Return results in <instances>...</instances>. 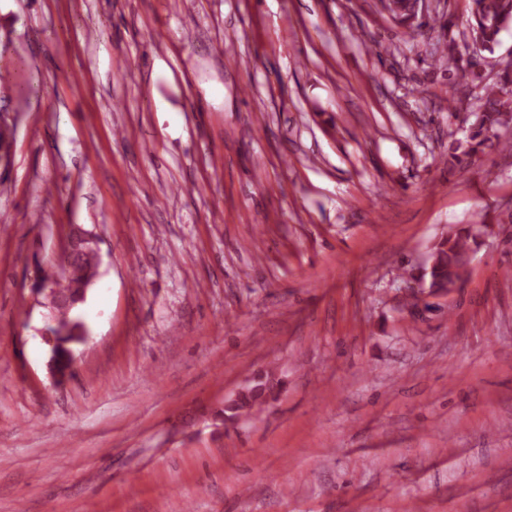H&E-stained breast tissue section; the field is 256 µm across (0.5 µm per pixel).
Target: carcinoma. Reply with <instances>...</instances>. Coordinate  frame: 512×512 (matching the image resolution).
<instances>
[{
  "mask_svg": "<svg viewBox=\"0 0 512 512\" xmlns=\"http://www.w3.org/2000/svg\"><path fill=\"white\" fill-rule=\"evenodd\" d=\"M384 8L401 24L409 29L410 37L419 34L423 23H416L405 12V0H383ZM470 25L459 34L442 43L435 50L442 58H448V78L459 77L455 92L448 98L450 116L459 117V112L479 111L476 128L465 139H455L450 145L451 158L460 163L482 146H496L501 151L512 153V140L499 139V130L512 123V60L499 63V69L492 78L479 67L476 56L492 53L499 43V35L504 27L512 24V0H467ZM475 241L470 230L460 228L448 233V238L432 249L431 261L420 274H409V278L429 279L430 287L439 292L446 288L448 277L462 269L470 243ZM97 262L92 254L83 255L74 265L70 277L56 281L57 293L61 300L59 313L67 318L69 328L61 334L51 331L49 340L52 356L59 371L70 368V351L85 341L84 322L77 316L79 305L83 303L82 287L88 277L96 274ZM270 387L262 379L240 392L228 406L232 417L249 413L253 408L266 402Z\"/></svg>",
  "mask_w": 512,
  "mask_h": 512,
  "instance_id": "carcinoma-1",
  "label": "carcinoma"
}]
</instances>
